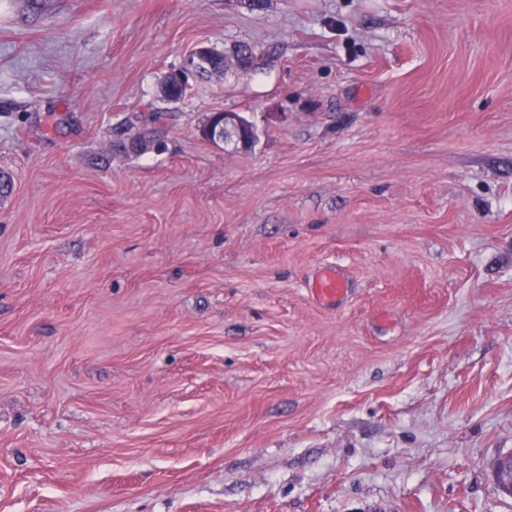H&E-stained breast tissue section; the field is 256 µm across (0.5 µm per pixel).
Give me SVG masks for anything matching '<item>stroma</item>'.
<instances>
[{"mask_svg": "<svg viewBox=\"0 0 512 512\" xmlns=\"http://www.w3.org/2000/svg\"><path fill=\"white\" fill-rule=\"evenodd\" d=\"M0 172V512H512V0H0ZM209 54L210 56L207 61L208 53L205 52V49L197 50L191 57L188 58L185 69L171 72L167 76V83H169V81L175 77L181 82L185 83V85H188L189 73L198 75V72L202 69V66H209V64L213 70L225 71L226 68H224V55L210 50ZM240 114L236 112H214L208 118L206 124L201 129L203 138L208 139L216 145H227L224 141L225 130L228 127H236L241 130L243 127L250 140L254 130L239 118ZM348 283L334 266L323 267L310 285L312 295L322 303L332 304L348 293ZM494 483L498 493L512 496V454L497 458L492 464Z\"/></svg>", "mask_w": 512, "mask_h": 512, "instance_id": "stroma-1", "label": "stroma"}]
</instances>
